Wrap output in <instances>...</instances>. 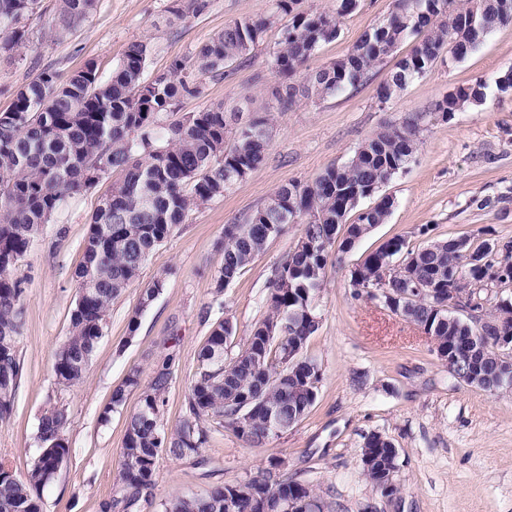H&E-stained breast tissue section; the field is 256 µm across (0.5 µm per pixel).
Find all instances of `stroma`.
Here are the masks:
<instances>
[{
	"instance_id": "obj_1",
	"label": "stroma",
	"mask_w": 512,
	"mask_h": 512,
	"mask_svg": "<svg viewBox=\"0 0 512 512\" xmlns=\"http://www.w3.org/2000/svg\"><path fill=\"white\" fill-rule=\"evenodd\" d=\"M393 0H359L342 18L340 34L312 58L319 67L345 57L360 37L392 9ZM173 0H97L77 27L56 37V0H40L27 20L30 40L0 56V110L40 70L68 77L94 61L111 76L127 46L149 44L145 71L153 78L177 58L191 59L225 24L269 14L273 0H208L196 15L175 16ZM282 24L224 74L205 76L201 92L180 100L184 116L218 105L271 110L274 130L264 162L224 195L189 212L184 224L157 247L141 279L125 289L108 311L103 336L80 384H58L54 353L70 334L78 288L74 271L83 259L91 216L110 193L113 175L59 210L22 262V328L17 349L21 377L14 411L0 421V465L22 475L37 456L42 414L53 405L70 415V456L40 490L42 512H99L113 494L120 467L126 417L139 404L127 391L122 407L110 410L113 390L131 370L149 381L156 364L172 359L164 422L174 427L187 411L190 388L203 368L200 358L212 326L230 320L235 333L227 356L244 346L254 324L268 313V286L294 246L300 227L286 225L265 251L216 293L214 277L224 263L218 243L226 224L266 203L280 186L312 182L331 165L347 161L366 138L412 114L425 117L416 158L383 189L393 207L346 253L331 252L323 289L315 301L320 325L306 353L321 367L316 401L288 432L260 447L208 421V439L196 455L157 464L153 503L144 512H162L164 501L203 494L217 484H238L282 461L288 474L314 485L330 512H512V394L489 393L458 383L439 360L429 336L367 296L355 295L349 271L386 239L405 236L413 247L448 237H477L487 229L512 241V94L498 91L497 78L512 69V27L494 31L460 61L438 60L386 104L378 85L418 43L401 44L363 85L313 102L300 99L277 110V82L271 61L280 47ZM485 81V101L468 104L448 120L435 104L448 92ZM165 275V285L147 307L139 301L145 282ZM140 325L129 332L128 319ZM108 421H101V414ZM379 432L398 450V505L388 504L365 479L360 454L366 435Z\"/></svg>"
}]
</instances>
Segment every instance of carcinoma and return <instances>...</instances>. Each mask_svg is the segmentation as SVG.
<instances>
[{"mask_svg": "<svg viewBox=\"0 0 512 512\" xmlns=\"http://www.w3.org/2000/svg\"><path fill=\"white\" fill-rule=\"evenodd\" d=\"M175 13L198 14L207 0H177ZM296 0H274L273 12L288 18L283 48L274 57L278 78V108L289 110L298 97L321 100L369 79L370 72L393 55L409 37L422 35L413 51L402 58L383 82L378 96L404 90L426 68L448 52L461 60L475 51L500 27L512 25V12L499 9L500 0H393V10L379 25L365 32L345 57L306 74H297L321 45L339 35L340 18L358 7L359 0H336V11L303 15L294 12ZM95 0H58L57 25L69 31L83 22ZM37 0H0V54L10 53L26 40L21 21L35 15ZM273 25L270 16L235 20L203 45L191 62L176 61L166 74L148 80L147 43L130 44L112 76H100L95 63L62 80L44 69L21 87L12 105L0 110V420L10 417L18 389L20 361L17 338L22 307L17 278L20 263L63 204L93 188L104 176L117 172L111 193L100 200L85 239L83 261L75 271L78 296L71 313L70 336L58 347L52 365L57 383H81L102 337L103 321L112 301L134 283L149 255L184 223L191 207L224 196L237 181L264 161L273 128L267 112L222 106L193 112L167 125L160 114L175 111L180 98L199 93L195 77L224 74L225 65L247 56ZM482 81L459 88L435 106L453 116L467 104L485 100ZM423 117L410 116L364 140L347 162L332 166L311 183L279 187L267 202L242 220L224 225L218 242L224 265L215 275L220 293L260 256L285 225H301L303 246H294L270 282V313L253 326L246 344L227 359L224 349L234 335L233 324H215L201 352L206 367L191 386L188 415L173 429L163 423L165 395L172 380L170 360L157 365L147 384L132 370L112 392L101 421L122 406L126 391L140 390L139 406L126 420L121 468L114 478L117 494L103 500L99 512H138L154 496L156 462L166 455L182 459L198 453L207 441L205 422L224 423L247 444L258 447L277 436L268 415L278 418L284 432L305 418L317 397L321 368L304 354L307 342L319 329L312 303L324 284L325 268L334 244L349 252L390 215L393 202L380 194L397 173L416 156ZM379 197L368 211L359 202ZM356 216L346 236L339 225L351 212ZM487 240L467 243L436 240L413 248L396 235L371 251L350 270V286L361 292L379 276L386 259L406 254L405 262L390 275L388 287L406 306L409 319L429 327L439 346L467 347L470 365L487 376V389L498 385L506 371L487 358L485 340L462 317L439 314L426 303L400 297L418 280L440 294L457 274L481 279L489 270L512 280V244H503L505 258L486 252ZM165 278L155 277L143 288L139 309L128 322L137 331L139 310L160 294ZM490 326L512 327V307L485 309ZM306 385L296 389L293 380ZM250 414L247 428L237 426ZM68 412L48 408L38 427L39 452L24 476L0 467V512H42L39 490L57 473L58 461L70 454ZM394 445L381 434L365 437L360 462L373 485L386 482ZM270 498L296 486L318 502L323 498L309 484L288 474L270 473L252 479ZM225 485L201 495L175 496L164 512H224Z\"/></svg>", "mask_w": 512, "mask_h": 512, "instance_id": "1", "label": "carcinoma"}]
</instances>
